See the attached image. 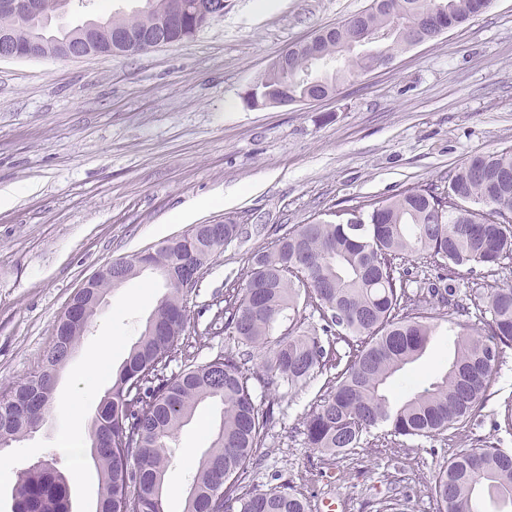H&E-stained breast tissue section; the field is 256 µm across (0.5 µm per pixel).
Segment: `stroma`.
<instances>
[{"label": "stroma", "instance_id": "obj_1", "mask_svg": "<svg viewBox=\"0 0 512 512\" xmlns=\"http://www.w3.org/2000/svg\"><path fill=\"white\" fill-rule=\"evenodd\" d=\"M370 0H224L223 18L193 38L134 56L0 61V389L26 379L53 341L61 313L81 285L111 261L183 234L180 214L209 224L251 226L207 266L188 301L180 348L206 362L233 350L211 329L209 306L241 284L251 254L280 225L332 221L339 210L413 187L444 189L470 155L512 148V0L398 54L391 65L340 84L317 102L254 108L246 89L291 46L368 8ZM466 311L476 324L488 289L512 285V267L490 275L459 269ZM165 289L144 271L111 291L60 371L54 401L78 400L81 418L56 412L13 443L22 466L49 461L69 482L72 512H95L98 476L87 443L108 379L85 372L102 337L116 336L120 365ZM454 339L440 331L397 383L425 385L451 361ZM320 375L295 390L256 388L273 407L260 459L244 488L289 484L322 512H376L379 499L407 497L408 512H436L430 484L461 449L489 440L512 449V349L486 401L437 441L372 430L361 448L323 456L302 421L326 389ZM223 417L199 405L176 450L206 451Z\"/></svg>", "mask_w": 512, "mask_h": 512}]
</instances>
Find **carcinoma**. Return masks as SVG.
I'll list each match as a JSON object with an SVG mask.
<instances>
[{
	"mask_svg": "<svg viewBox=\"0 0 512 512\" xmlns=\"http://www.w3.org/2000/svg\"><path fill=\"white\" fill-rule=\"evenodd\" d=\"M59 2L42 0L35 32L46 40L71 32L59 23ZM380 2L371 0L323 42L321 61L302 52L286 72L262 74L257 97L281 87L293 100L309 97L319 85L334 90L410 48L412 34L426 20L444 17L459 26L482 11V0H398L394 14ZM112 19L138 30L155 16L143 6ZM340 59V68L328 69ZM244 233V225L231 222L222 238L191 232L148 254V269L162 279L165 293L97 405L89 432L99 477L96 512H166L168 443L207 399L222 403L223 420L197 462L184 512H311L307 499L288 484L243 491L273 419V408L259 411L254 380L269 391L331 374L303 422L309 447L330 455L360 447L380 425L394 437L434 440L470 419L488 397L505 349L512 348V285L481 298L486 334L447 319L438 308L461 306L456 268L495 272L512 264V148L470 156L448 179L445 194L414 187L345 209L334 222L287 228L248 258L242 287L224 292L217 319L244 350L198 364L178 352L193 292L182 281L200 268L195 262L185 270L182 262L196 255L210 260ZM416 260L434 267L435 276L412 275L407 263ZM139 262L140 254L128 255L122 259L126 274L103 276L80 289L72 302L81 315L62 314L37 370L0 392V450L41 426L58 373L93 326L99 300L143 272ZM302 302L319 313L321 328L305 327ZM287 312L288 329L273 334ZM445 323L456 336L446 371L426 387L411 385L394 394L396 374L425 353ZM256 350L260 375L246 368ZM179 354L183 369L167 374ZM430 492L436 512H483L485 496L512 507V451L488 441L464 448L440 466ZM69 504L68 483L53 464L18 472L12 512H70Z\"/></svg>",
	"mask_w": 512,
	"mask_h": 512,
	"instance_id": "obj_1",
	"label": "carcinoma"
}]
</instances>
